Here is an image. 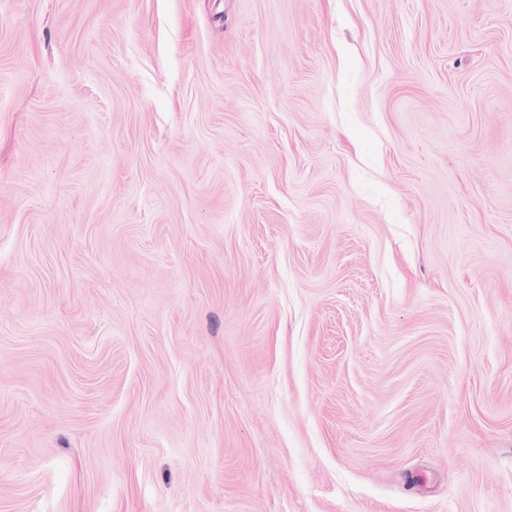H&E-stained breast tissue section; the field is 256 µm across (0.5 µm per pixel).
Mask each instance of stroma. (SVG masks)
I'll return each instance as SVG.
<instances>
[{
  "instance_id": "35a3bbf8",
  "label": "stroma",
  "mask_w": 512,
  "mask_h": 512,
  "mask_svg": "<svg viewBox=\"0 0 512 512\" xmlns=\"http://www.w3.org/2000/svg\"><path fill=\"white\" fill-rule=\"evenodd\" d=\"M0 512H512V0H0Z\"/></svg>"
}]
</instances>
